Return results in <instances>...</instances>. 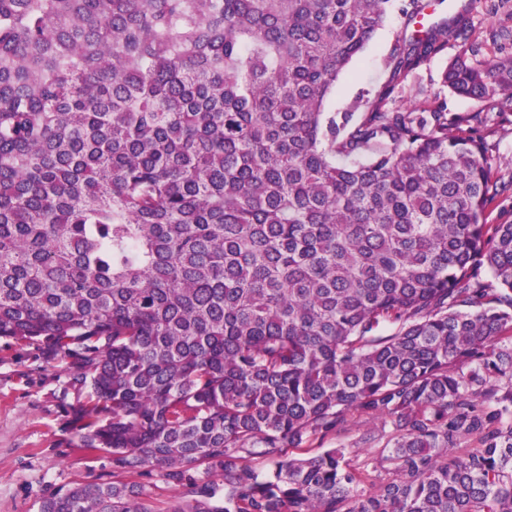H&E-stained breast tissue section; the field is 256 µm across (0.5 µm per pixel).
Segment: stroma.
Returning a JSON list of instances; mask_svg holds the SVG:
<instances>
[{"label":"stroma","instance_id":"stroma-1","mask_svg":"<svg viewBox=\"0 0 512 512\" xmlns=\"http://www.w3.org/2000/svg\"><path fill=\"white\" fill-rule=\"evenodd\" d=\"M473 26L472 42L481 56L512 52V45L498 39L501 28L512 29V0H467ZM408 25L403 18H387L365 47L360 59L340 75L325 109L353 110L356 99L377 90L389 77L390 53ZM466 42L449 39L447 46L399 85L397 106L418 108L431 96L447 104L449 116L468 115L476 137L502 182L512 181V110L500 98L475 100L456 95L441 83L448 65L466 48ZM69 361L53 356L44 346L20 344L0 338V512H39L43 499L65 492L78 482L125 483L128 475L117 470L106 452L80 450L75 418L85 391L73 384ZM376 435V447L393 443L390 424L352 414L336 435L312 437L295 449L300 458H312L328 448L344 446L366 459L360 437Z\"/></svg>","mask_w":512,"mask_h":512}]
</instances>
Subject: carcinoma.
I'll list each match as a JSON object with an SVG mask.
<instances>
[{
    "mask_svg": "<svg viewBox=\"0 0 512 512\" xmlns=\"http://www.w3.org/2000/svg\"><path fill=\"white\" fill-rule=\"evenodd\" d=\"M423 8L0 0V337L70 358L80 448L163 468L186 490L165 512H512L503 187L470 117L389 105L469 19L399 38L361 116L324 111L388 14ZM479 52L443 86L512 105V56ZM352 411L392 446L293 455ZM39 512L157 510L127 482Z\"/></svg>",
    "mask_w": 512,
    "mask_h": 512,
    "instance_id": "cac0c4a2",
    "label": "carcinoma"
}]
</instances>
